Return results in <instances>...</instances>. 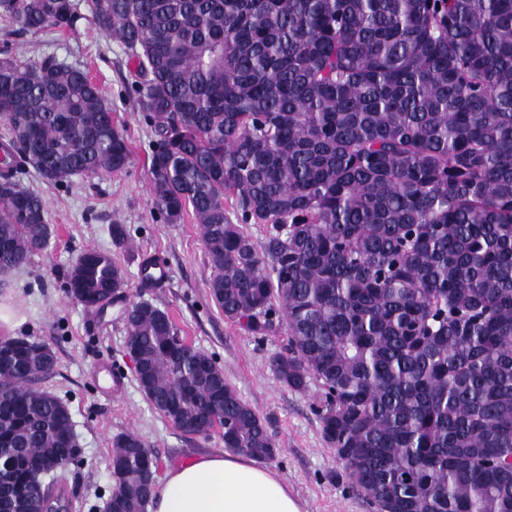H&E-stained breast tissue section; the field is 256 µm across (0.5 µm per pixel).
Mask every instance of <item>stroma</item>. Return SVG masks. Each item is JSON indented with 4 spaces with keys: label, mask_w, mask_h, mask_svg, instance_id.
I'll return each instance as SVG.
<instances>
[{
    "label": "stroma",
    "mask_w": 512,
    "mask_h": 512,
    "mask_svg": "<svg viewBox=\"0 0 512 512\" xmlns=\"http://www.w3.org/2000/svg\"><path fill=\"white\" fill-rule=\"evenodd\" d=\"M4 44L31 62L52 55L88 71L126 130L133 155L125 172L104 179L77 178L52 187L35 174L23 175V186L46 201L53 237L47 251L0 275V298L13 302L25 319L19 335L48 343L56 356L55 371L43 386L67 404L83 459L75 468L76 489L64 492L70 512H104L111 489L112 440L118 434L139 435L156 457L161 475L196 455L224 448L220 432L206 439L178 430L139 389L124 323L125 309L138 301L165 310L182 336L215 359L240 397L270 420L281 450L273 466L307 512H371L322 437L314 412L318 387L304 393L285 388L271 368L282 339L261 340L225 321L209 296L214 269L193 215L185 214L177 224L160 217L150 192L155 133L135 107L133 63L125 46L85 21L63 35L19 37L10 35L8 24L0 20V46ZM115 224L127 228L124 245L112 242L110 228ZM88 249L110 253L125 274L118 298L102 311L70 300L63 284L66 270ZM149 256L170 266L168 283L142 282L141 263ZM116 377L123 388L113 396L109 388Z\"/></svg>",
    "instance_id": "1"
}]
</instances>
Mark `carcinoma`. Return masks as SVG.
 Returning a JSON list of instances; mask_svg holds the SVG:
<instances>
[{"label": "carcinoma", "mask_w": 512, "mask_h": 512, "mask_svg": "<svg viewBox=\"0 0 512 512\" xmlns=\"http://www.w3.org/2000/svg\"><path fill=\"white\" fill-rule=\"evenodd\" d=\"M89 17L135 59L169 224L192 209L224 319L286 336L272 359L319 387L325 441L374 512H512V0H0L12 34ZM0 273L46 251L34 172L59 186L131 161L88 74L0 50ZM249 224H263L256 240ZM125 279L88 249L65 275L90 310ZM139 389L181 431L272 461L278 444L168 313L126 309ZM51 347L0 339V512H38L82 450L41 387ZM156 461L112 440L105 512H146Z\"/></svg>", "instance_id": "carcinoma-1"}]
</instances>
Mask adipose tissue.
Segmentation results:
<instances>
[{
    "instance_id": "ef3b65f1",
    "label": "adipose tissue",
    "mask_w": 512,
    "mask_h": 512,
    "mask_svg": "<svg viewBox=\"0 0 512 512\" xmlns=\"http://www.w3.org/2000/svg\"><path fill=\"white\" fill-rule=\"evenodd\" d=\"M149 512H304L272 468L230 450L170 468Z\"/></svg>"
}]
</instances>
